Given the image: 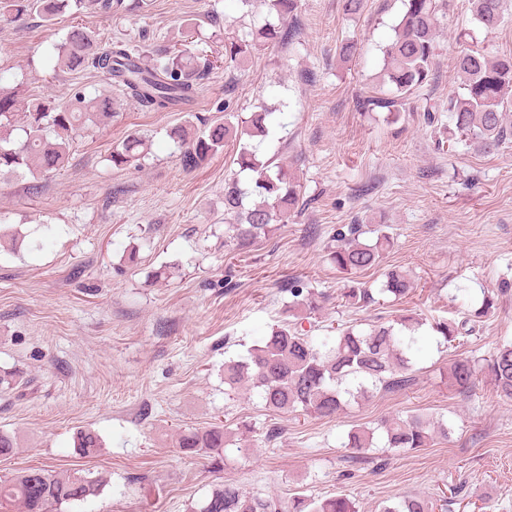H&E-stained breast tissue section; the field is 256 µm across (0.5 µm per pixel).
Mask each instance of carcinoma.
Listing matches in <instances>:
<instances>
[{"mask_svg":"<svg viewBox=\"0 0 512 512\" xmlns=\"http://www.w3.org/2000/svg\"><path fill=\"white\" fill-rule=\"evenodd\" d=\"M249 15L263 6L267 14L285 20L294 15L298 0H238ZM476 21L487 32L504 20L505 0H470ZM448 0H404V13L395 38L383 51V80L395 87L392 97L369 96L361 103L365 111L385 109L399 113L405 101L428 79L437 57L438 14ZM68 9L77 14H121L130 10L124 0H0V25L36 15L49 23ZM295 30L269 20L255 23L240 34L224 39V64H237L260 48L291 41ZM56 66L65 71L91 67L111 80L130 100L156 112L190 105L200 81L217 68L216 61L203 53H189L179 41H170L152 51L115 49L102 44L100 34L73 25L61 41L52 46ZM463 93L448 98L451 137L464 138L465 146L492 154L512 143V127L506 113L512 110V56L494 57L482 49H465L457 59ZM272 112L264 108L250 119L236 124L226 122L203 129L181 125L170 136L183 149L182 163L193 169L224 150L230 139L238 141L237 164L254 174L252 188L244 190L235 179L224 182V245L246 248L268 239L278 226L288 222V214L305 208L299 180L280 163L261 154L269 135ZM114 117L112 100L88 98L80 89L67 99L55 96L20 97L17 86L0 78V181L22 174L33 178L63 170L79 132L103 124ZM145 140L139 134L128 136L112 148V165L128 167L141 159ZM364 225L346 224L336 230V250L331 260L336 269L356 274L380 265L393 239L381 229L375 241L363 243ZM413 288L410 274L401 267L385 273L382 293L396 299ZM292 300L288 309L302 308L316 315L330 295L314 296L295 280L288 284ZM350 308H363L375 302L370 288L351 285L336 296ZM496 309L495 295L483 297L479 307L467 310L461 321L443 320L433 326L444 342L459 340L463 331H473L480 319ZM422 325L416 318L401 316L380 322L368 330L354 325L335 328L336 335L318 339L296 329L278 327L264 337L249 355L224 362V384L236 390L255 391L264 405L282 414L300 410L317 417H333L343 410L345 397H366L378 389L402 390L411 384L410 354ZM487 371L498 397L512 401V341L498 344L487 363ZM476 361L468 357L452 360L448 368L450 385L465 392L475 386ZM386 448L414 450L425 448L436 438H448V425L430 423L419 415L391 416L380 421ZM229 435L223 423L204 429L184 431L176 447L189 457H205L211 465L224 464ZM345 446L356 454L375 447L374 431L355 429L348 433ZM75 447L91 457L101 448L91 430L77 432ZM106 480L86 473L54 472L27 468L10 479L0 480V503L18 505L21 512H56L64 504L84 502L101 494ZM434 500L424 494L403 496L398 502L381 504L378 512H435ZM190 512H356L344 494L325 497L296 495L284 502L244 492L233 482L215 486L195 502Z\"/></svg>","mask_w":512,"mask_h":512,"instance_id":"cac0c4a2","label":"carcinoma"}]
</instances>
